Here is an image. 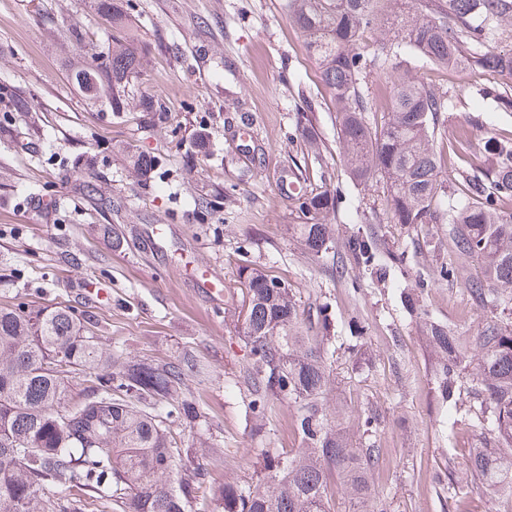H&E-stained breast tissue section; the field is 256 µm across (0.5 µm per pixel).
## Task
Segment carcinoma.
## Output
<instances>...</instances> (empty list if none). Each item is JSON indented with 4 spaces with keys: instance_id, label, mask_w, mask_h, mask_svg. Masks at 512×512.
<instances>
[{
    "instance_id": "1",
    "label": "carcinoma",
    "mask_w": 512,
    "mask_h": 512,
    "mask_svg": "<svg viewBox=\"0 0 512 512\" xmlns=\"http://www.w3.org/2000/svg\"><path fill=\"white\" fill-rule=\"evenodd\" d=\"M284 5L319 65L328 93L324 105L336 114L351 182L366 188L381 178L396 224L447 225L448 242L483 262L484 279L467 287L476 307L511 302L512 211L499 201L512 197V140H487L485 151L495 165L482 178L459 172L457 196L446 203L434 147L446 100L400 74L389 111L373 127L358 75L367 66L399 69L396 48L404 44L429 64L511 80L512 50L498 51L490 43L501 35L499 25L512 22V0H284ZM98 9L119 36L104 70L81 68L73 77L88 93L103 81L112 85V111L122 112L128 106L126 84L141 66V47L127 33V17L109 0H99ZM382 20L395 29V39L367 55L363 33ZM301 120L305 148L317 160L327 146L315 137L311 116L303 113ZM155 164L142 153L130 156L142 175ZM297 202L300 239L308 254L323 258L334 246L328 217L335 195L301 194ZM346 248L368 267L381 254L372 233L348 238ZM239 279L247 408L259 418L271 396L293 400L302 448L286 457H263L254 485L225 486L224 512H335L336 483L350 493V512H383L368 480L376 449L350 446L321 403L333 375L327 307L317 311L314 326L303 318L292 290L264 270L243 265ZM98 332V321L71 305L47 309L21 301L0 307V512H187L202 489L200 471L179 476L191 448L171 430L201 417L196 403L178 395L196 373L197 360L185 353L163 363L118 361L103 351ZM423 332L437 355L440 396L455 404L453 426L466 421L456 406V380L476 370L480 433L459 472L448 471V498L462 493L459 474L512 497V322L494 315L476 333L460 336L425 320ZM58 356L89 385L74 392L73 378L52 368ZM75 399V412L59 414ZM51 489L62 495L46 496Z\"/></svg>"
}]
</instances>
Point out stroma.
<instances>
[{"instance_id":"35a3bbf8","label":"stroma","mask_w":512,"mask_h":512,"mask_svg":"<svg viewBox=\"0 0 512 512\" xmlns=\"http://www.w3.org/2000/svg\"><path fill=\"white\" fill-rule=\"evenodd\" d=\"M114 3L145 50L126 87L133 103L119 113L111 92L89 98L70 77L73 68L104 64L112 49L97 0H0V306L71 304L98 320L102 347L119 359L160 362L187 352L200 360L202 374L187 378L180 394L201 418L175 431L193 448L184 467H203L210 491L188 512H224L216 490L255 482L263 453L301 446L288 397H273L264 418L245 413L235 324L239 268L253 264L291 288L301 310L327 306L336 342L323 404L353 445L378 448L369 480L386 512H512L486 490L449 504L436 476L450 455L471 448L476 430L450 427L433 351L402 304L412 296L428 319L473 334L486 313L467 284L482 278L481 264L454 250L444 225L393 223L382 182L352 185L318 67L282 0ZM402 57L405 71L448 101L435 141L441 173H485L483 145L512 137V112L482 90L512 95V81L434 67L407 47ZM393 79L386 69L360 74L370 124L381 123ZM15 98L32 111H14ZM149 98L165 103L167 123L142 110ZM308 110L328 147L319 161L304 160L296 127ZM462 126L469 140L449 152ZM203 127L209 151L187 162ZM130 149L157 156L158 168L137 176ZM300 163L303 191L337 198L327 259L308 256L289 230L297 204L279 188ZM87 184L93 192H84ZM212 196L216 209L200 210V198ZM357 232L378 235L403 265L386 277L355 265L345 243ZM448 268L454 277H445ZM355 327L363 339L354 348ZM369 416L377 427L367 435Z\"/></svg>"}]
</instances>
